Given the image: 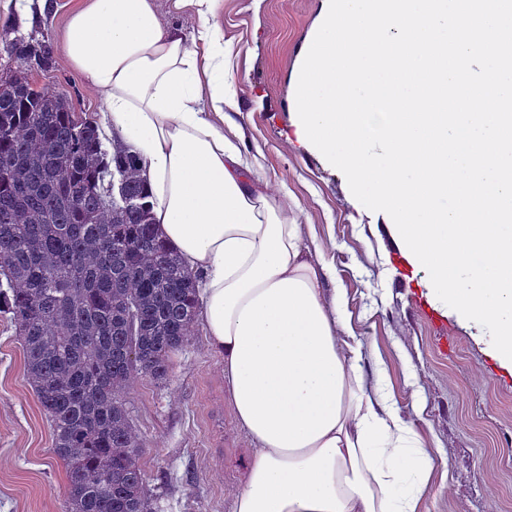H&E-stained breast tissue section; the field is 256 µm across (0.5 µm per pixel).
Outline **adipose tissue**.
<instances>
[{
  "label": "adipose tissue",
  "instance_id": "ef3b65f1",
  "mask_svg": "<svg viewBox=\"0 0 512 512\" xmlns=\"http://www.w3.org/2000/svg\"><path fill=\"white\" fill-rule=\"evenodd\" d=\"M218 0H83L65 26L73 72L102 99L147 177L162 238L198 277L199 320L253 445L232 512H428L435 470L389 395L370 389L336 272L315 260L264 173L224 133ZM174 2V0H156L159 19L165 27L176 28L190 38L195 33L198 20L189 10H177Z\"/></svg>",
  "mask_w": 512,
  "mask_h": 512
}]
</instances>
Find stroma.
<instances>
[{"label": "stroma", "instance_id": "stroma-1", "mask_svg": "<svg viewBox=\"0 0 512 512\" xmlns=\"http://www.w3.org/2000/svg\"><path fill=\"white\" fill-rule=\"evenodd\" d=\"M56 3L32 23L0 29V47L18 36H48L53 63L32 68L34 83L67 91L76 111L102 116L98 95L61 52L79 0ZM327 8V0H219L224 111L237 124L234 141L261 165L288 221L316 238L318 259L335 269L350 331L363 344L367 384L385 369L395 408L445 474L425 490L430 512H512V366L499 360L489 336L435 298L388 215L365 208L344 174L297 133L294 84ZM435 314L446 328L433 324ZM126 406L160 512H231L252 444L234 421L223 360L202 329L172 354L169 378L138 379ZM51 448L21 342L0 313V512H64L69 471Z\"/></svg>", "mask_w": 512, "mask_h": 512}]
</instances>
